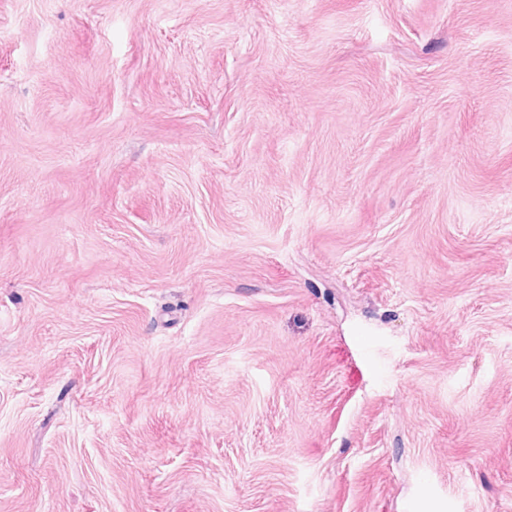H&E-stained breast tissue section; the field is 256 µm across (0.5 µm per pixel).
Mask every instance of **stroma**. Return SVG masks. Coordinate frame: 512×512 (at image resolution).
Returning <instances> with one entry per match:
<instances>
[{"instance_id":"stroma-1","label":"stroma","mask_w":512,"mask_h":512,"mask_svg":"<svg viewBox=\"0 0 512 512\" xmlns=\"http://www.w3.org/2000/svg\"><path fill=\"white\" fill-rule=\"evenodd\" d=\"M0 512H512V0H0Z\"/></svg>"}]
</instances>
